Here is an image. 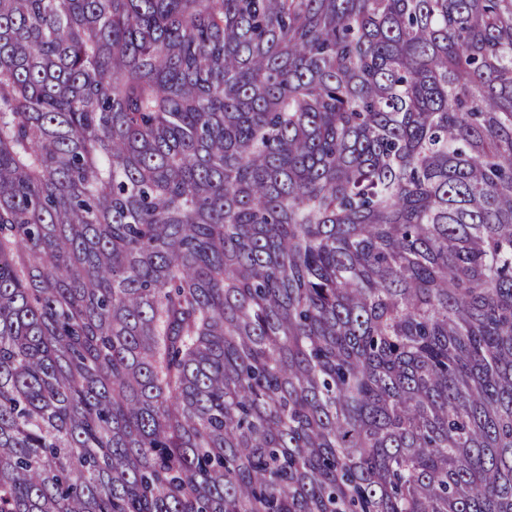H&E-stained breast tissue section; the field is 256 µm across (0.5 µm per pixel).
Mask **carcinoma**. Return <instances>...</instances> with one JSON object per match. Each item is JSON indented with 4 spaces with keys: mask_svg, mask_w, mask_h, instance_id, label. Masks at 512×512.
Instances as JSON below:
<instances>
[{
    "mask_svg": "<svg viewBox=\"0 0 512 512\" xmlns=\"http://www.w3.org/2000/svg\"><path fill=\"white\" fill-rule=\"evenodd\" d=\"M0 512H512V0H0Z\"/></svg>",
    "mask_w": 512,
    "mask_h": 512,
    "instance_id": "1",
    "label": "carcinoma"
}]
</instances>
